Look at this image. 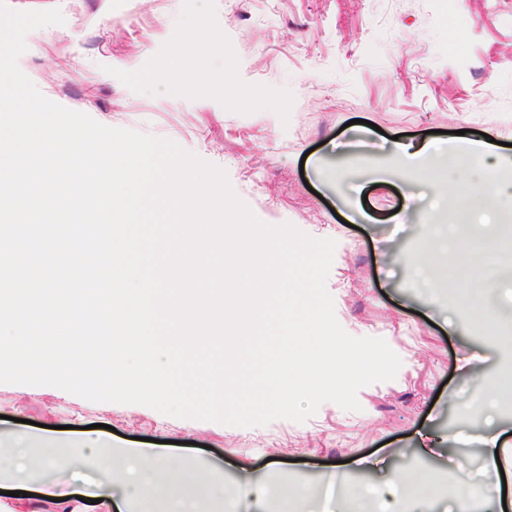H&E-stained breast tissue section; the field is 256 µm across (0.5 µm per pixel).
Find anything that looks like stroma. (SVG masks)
I'll return each instance as SVG.
<instances>
[{"label": "stroma", "mask_w": 512, "mask_h": 512, "mask_svg": "<svg viewBox=\"0 0 512 512\" xmlns=\"http://www.w3.org/2000/svg\"><path fill=\"white\" fill-rule=\"evenodd\" d=\"M97 6L66 0L63 25L27 35L22 72L57 104L223 168L261 221L336 240L327 289L339 323L383 338L401 367L359 390L360 410L327 402L306 422L256 427L0 384V430L19 419L106 424L115 441L157 439L173 461L194 457L205 483L306 485L297 512H349L352 490L382 486L411 461L437 492L424 512H450L465 495L474 512H492L481 494L495 478L485 436L500 432L512 469V413L483 408L488 380L512 363V213L491 236H458L461 261L449 268L415 218L444 224L453 209L431 208L392 145L428 130L485 133L512 191V0H112L108 25L95 22ZM203 11L224 34L223 57H196L204 82L191 94L144 85L141 73L174 62L167 33ZM222 81L259 97L216 102ZM489 247L504 316L495 337L457 307L474 290L469 258Z\"/></svg>", "instance_id": "stroma-1"}]
</instances>
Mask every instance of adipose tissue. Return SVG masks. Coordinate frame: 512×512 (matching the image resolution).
<instances>
[{"label":"adipose tissue","instance_id":"adipose-tissue-1","mask_svg":"<svg viewBox=\"0 0 512 512\" xmlns=\"http://www.w3.org/2000/svg\"><path fill=\"white\" fill-rule=\"evenodd\" d=\"M169 39L178 56L187 49L201 47L206 55L224 53V38L207 14H198L187 26L170 31ZM435 143L395 142L394 154L411 178L431 187L434 199H441L449 186H457L461 201L453 213L456 224H471L475 212L488 200L499 207L511 204L500 191L499 162L493 159L485 144L472 142L470 148L457 154L451 165L440 166L433 161ZM21 448H36L41 453L45 470L58 471L74 466L96 474L98 501L89 512H110L112 487L122 483L143 506L144 512H198L197 499L201 489L194 462H172L152 448H124L111 441L84 436L77 440L65 439L47 432L0 431V489L13 491L14 496L6 512H32L33 495L43 500L67 502L80 498V491L58 492L46 481H34L24 467L14 465L12 453Z\"/></svg>","mask_w":512,"mask_h":512}]
</instances>
